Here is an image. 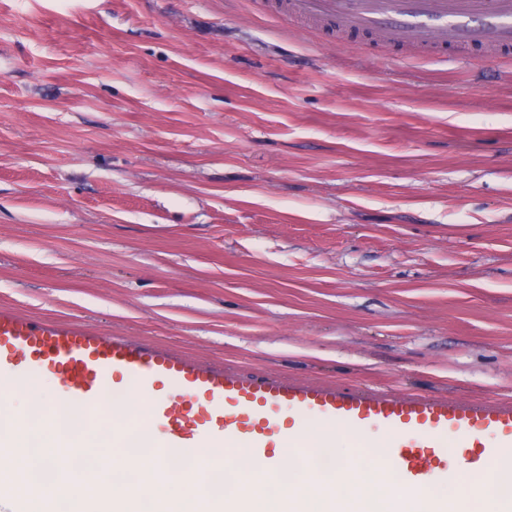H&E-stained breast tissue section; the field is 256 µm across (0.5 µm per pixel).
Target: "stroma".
<instances>
[{
  "mask_svg": "<svg viewBox=\"0 0 512 512\" xmlns=\"http://www.w3.org/2000/svg\"><path fill=\"white\" fill-rule=\"evenodd\" d=\"M2 306L512 405V63L273 0H0Z\"/></svg>",
  "mask_w": 512,
  "mask_h": 512,
  "instance_id": "35a3bbf8",
  "label": "stroma"
}]
</instances>
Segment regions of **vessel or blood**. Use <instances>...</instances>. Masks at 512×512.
<instances>
[{
  "instance_id": "1",
  "label": "vessel or blood",
  "mask_w": 512,
  "mask_h": 512,
  "mask_svg": "<svg viewBox=\"0 0 512 512\" xmlns=\"http://www.w3.org/2000/svg\"><path fill=\"white\" fill-rule=\"evenodd\" d=\"M288 7L329 29L376 33L428 52L447 47L462 55L487 48L512 55V0H288ZM38 371L62 380L90 429L101 421L103 380L134 378L150 400L153 420L164 427L166 448H204L220 440L247 444L255 457L269 459L283 436L279 410L310 411L344 428L391 430L400 475L416 486L428 472H448V454L438 438L442 431L463 435L461 451L477 467L512 447L510 404L344 390L275 376L254 379L164 348L1 307L0 377L17 385ZM490 433L497 439L493 448L485 443Z\"/></svg>"
}]
</instances>
